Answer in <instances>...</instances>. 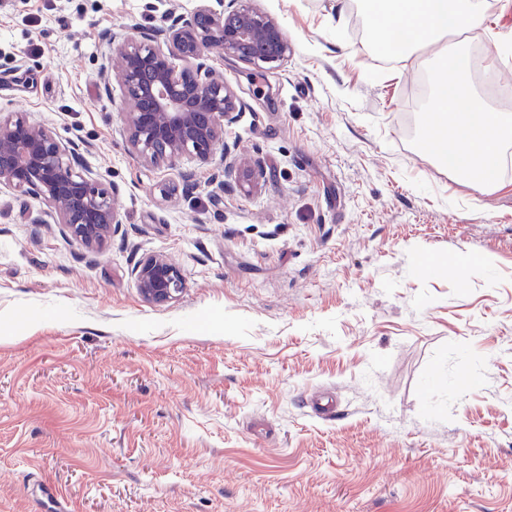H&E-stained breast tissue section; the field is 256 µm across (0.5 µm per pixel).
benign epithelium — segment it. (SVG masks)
<instances>
[{
    "label": "benign epithelium",
    "mask_w": 512,
    "mask_h": 512,
    "mask_svg": "<svg viewBox=\"0 0 512 512\" xmlns=\"http://www.w3.org/2000/svg\"><path fill=\"white\" fill-rule=\"evenodd\" d=\"M217 4L198 0L190 13L169 16L160 29L104 34L102 69L122 75L128 149L154 166L194 159L209 167L222 193L227 177L253 187L264 168L258 157L226 163L231 149L224 127L236 121L242 103L213 76L207 55L219 49L237 64L271 69L288 59L290 46L280 24L251 0ZM2 185L43 197L46 210L34 223L59 225L89 251L101 248L121 224L110 191L83 168L80 145L62 142L22 112L0 115ZM133 275L142 297L156 305L176 300L186 288L180 269L162 255L142 258Z\"/></svg>",
    "instance_id": "1"
}]
</instances>
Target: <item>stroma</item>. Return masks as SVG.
I'll return each instance as SVG.
<instances>
[{
	"label": "stroma",
	"mask_w": 512,
	"mask_h": 512,
	"mask_svg": "<svg viewBox=\"0 0 512 512\" xmlns=\"http://www.w3.org/2000/svg\"><path fill=\"white\" fill-rule=\"evenodd\" d=\"M485 2L470 43L512 89V0ZM196 5L0 0V111L78 143L121 219L90 253L0 186V512H512V175L484 192L438 165L430 71L370 58L336 0H252L287 61L208 63L266 176L185 191L192 160L128 151L101 37ZM152 254L175 302L137 288ZM133 275L142 297L156 305L176 300L186 288L180 269L162 255L142 258Z\"/></svg>",
	"instance_id": "obj_1"
}]
</instances>
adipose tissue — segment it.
<instances>
[{"label":"adipose tissue","mask_w":512,"mask_h":512,"mask_svg":"<svg viewBox=\"0 0 512 512\" xmlns=\"http://www.w3.org/2000/svg\"><path fill=\"white\" fill-rule=\"evenodd\" d=\"M359 9L368 32L404 29L394 58L408 61L435 48V75L427 109L423 145L433 159L456 153L457 166L472 185L490 188L498 182V150L512 141V113L490 109L471 86L474 63L466 51L448 50L452 33L482 26L481 0H336V24L344 26L350 9Z\"/></svg>","instance_id":"ef3b65f1"}]
</instances>
